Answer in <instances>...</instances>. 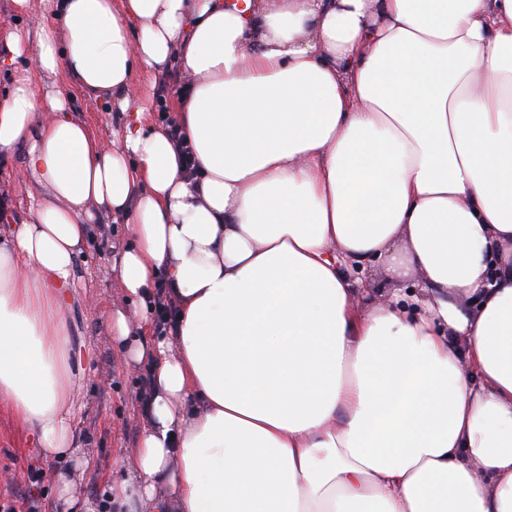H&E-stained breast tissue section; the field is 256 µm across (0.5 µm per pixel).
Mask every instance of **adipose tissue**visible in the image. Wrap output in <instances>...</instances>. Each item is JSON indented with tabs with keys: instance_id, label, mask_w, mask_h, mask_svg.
Here are the masks:
<instances>
[{
	"instance_id": "ef3b65f1",
	"label": "adipose tissue",
	"mask_w": 512,
	"mask_h": 512,
	"mask_svg": "<svg viewBox=\"0 0 512 512\" xmlns=\"http://www.w3.org/2000/svg\"><path fill=\"white\" fill-rule=\"evenodd\" d=\"M0 157L42 196L0 227V408L74 452L61 369L93 211L124 219L108 316L147 366L111 487L145 512H512V0H12ZM186 78L166 129L134 72ZM126 116L105 148L46 84ZM378 260L420 311L359 292ZM175 333L152 336L157 281ZM11 5V0H0V28L17 26L34 32L41 21L39 9L35 7L29 13H15Z\"/></svg>"
}]
</instances>
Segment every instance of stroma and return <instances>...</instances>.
<instances>
[{
  "label": "stroma",
  "mask_w": 512,
  "mask_h": 512,
  "mask_svg": "<svg viewBox=\"0 0 512 512\" xmlns=\"http://www.w3.org/2000/svg\"><path fill=\"white\" fill-rule=\"evenodd\" d=\"M181 77L171 69L158 78L135 74L130 92L150 112H158L161 101H173ZM55 86L68 99L72 116L84 123L103 143L118 139L124 124L121 113L111 103L84 95L66 75H59ZM24 153L0 159V195L10 203L13 215H22L37 190L32 183L12 178L22 169ZM129 242L126 227L114 223L111 215H97L87 225L83 253L76 264L72 301L64 313L72 372L82 375V402L75 420L79 451L53 461L43 460L37 449L27 445L10 415L0 410V500L29 494L40 496L43 512H66L59 496L58 475H66L74 485L73 495L82 512H99L110 495L112 483L122 476L119 458L136 448L141 434L143 369H126L113 350L107 316L122 304L113 263L116 251ZM361 277L372 285L376 296L391 300L419 294L414 276L390 277L386 267L374 263ZM39 467L44 478L38 487L27 481L29 468Z\"/></svg>",
  "instance_id": "35a3bbf8"
}]
</instances>
